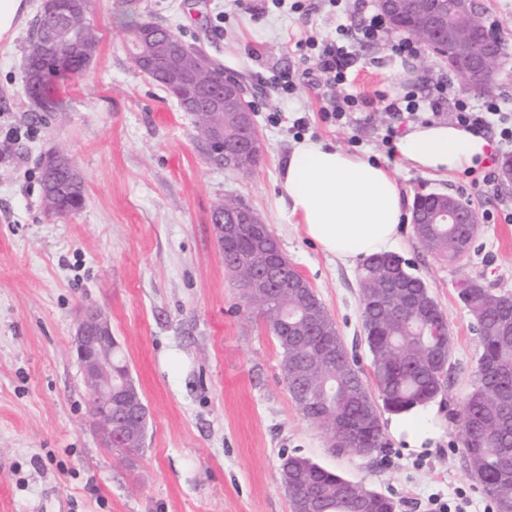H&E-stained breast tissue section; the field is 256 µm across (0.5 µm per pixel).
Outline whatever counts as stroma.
I'll use <instances>...</instances> for the list:
<instances>
[{"mask_svg":"<svg viewBox=\"0 0 512 512\" xmlns=\"http://www.w3.org/2000/svg\"><path fill=\"white\" fill-rule=\"evenodd\" d=\"M260 18L236 0H142L145 17L201 46L249 89L264 144L247 173L210 165L189 113L131 62L119 0H93L98 36L87 70L67 81L66 115L36 111L23 91V60L41 0H21L11 34L0 37V512H290L278 479L283 455L311 458L352 482L428 512L432 495L464 493L469 512H495L471 480L459 414L471 389L479 339L456 288L470 277L512 295V183L473 188L465 174L429 175L382 143L385 112L329 125L327 88L296 44L314 37L348 45L356 62L347 92L377 99L407 85L429 93L448 84L441 106L496 99L512 114V63L488 91L428 48L414 81L389 68L397 33L365 40L358 0H301ZM300 78L287 94L265 83L272 72ZM280 115L278 123L267 120ZM304 119V133L293 123ZM322 140L387 166L411 212L416 194L437 191L469 202L478 234L451 262L425 251L403 223L392 254L428 285L452 337L449 381L423 422L442 435L414 452L384 432L373 456L334 452L320 427L296 409L281 353L257 312L245 307L224 267L212 226L225 195L241 197L267 224L290 263L311 284L361 368H368L359 305L360 265L326 257L281 202L283 165L301 138ZM64 150L86 185L84 207L65 217L43 205L40 159ZM99 307L148 407L145 447L134 460L102 447L87 413L71 345L83 307Z\"/></svg>","mask_w":512,"mask_h":512,"instance_id":"stroma-1","label":"stroma"}]
</instances>
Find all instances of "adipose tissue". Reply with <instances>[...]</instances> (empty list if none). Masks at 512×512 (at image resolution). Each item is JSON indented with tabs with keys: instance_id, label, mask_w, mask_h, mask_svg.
I'll return each mask as SVG.
<instances>
[{
	"instance_id": "ef3b65f1",
	"label": "adipose tissue",
	"mask_w": 512,
	"mask_h": 512,
	"mask_svg": "<svg viewBox=\"0 0 512 512\" xmlns=\"http://www.w3.org/2000/svg\"><path fill=\"white\" fill-rule=\"evenodd\" d=\"M401 157L428 174H451L487 164L492 144L485 134L458 123H416L395 144ZM290 213L326 256L356 262L389 249L396 240L402 195L391 172L380 164L310 138L299 142L283 169ZM435 403L391 418L389 430L414 451L435 439L420 413Z\"/></svg>"
}]
</instances>
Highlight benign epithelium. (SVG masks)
<instances>
[{"instance_id": "7a95c632", "label": "benign epithelium", "mask_w": 512, "mask_h": 512, "mask_svg": "<svg viewBox=\"0 0 512 512\" xmlns=\"http://www.w3.org/2000/svg\"><path fill=\"white\" fill-rule=\"evenodd\" d=\"M81 0H45L42 14L47 18L42 25L40 41L33 50L31 64L39 67L42 83L48 84L62 75L77 76L85 69L86 62L81 46L86 35L93 31L87 15L81 11ZM378 7L385 15L388 28L401 32L396 16L411 13L445 45L442 57L448 66L463 75L469 85L478 90L494 86L500 69L503 44L494 36H489L484 47L476 46L466 22L480 10L479 0H453L452 11L458 22L445 25L435 11L430 0H377ZM184 49L183 44H171L154 55L135 54L136 65L154 72L164 82L176 90V97L183 109L188 112L207 110L223 112L235 111L239 126L255 130L252 106L246 99V90L240 79L231 72L217 70L214 82L200 84L192 76V71L177 64ZM210 157L213 164L231 168L224 152V125L214 128L210 135ZM61 152L54 150L44 159L42 166L43 188L61 196L74 190L73 174L64 172L60 161ZM448 224L472 223V207L462 199L447 195V207L440 214ZM218 224L214 225L216 238L222 240L235 234L241 225L226 222L224 213L216 214ZM291 263L283 260L277 244L270 243V261L263 273V284L252 296L245 297L251 302L267 296L270 283L288 271ZM119 343L112 336V327L104 313L97 307L86 308L77 325L72 349L80 366L86 394L92 400L95 413L93 423L101 444L105 448L120 452L125 456H135L129 449L130 443L141 448L144 444L148 409L140 397L132 377L115 382L112 365V352ZM125 401L128 413L120 420L112 419V402Z\"/></svg>"}]
</instances>
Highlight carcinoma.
Instances as JSON below:
<instances>
[{
	"instance_id": "cac0c4a2",
	"label": "carcinoma",
	"mask_w": 512,
	"mask_h": 512,
	"mask_svg": "<svg viewBox=\"0 0 512 512\" xmlns=\"http://www.w3.org/2000/svg\"><path fill=\"white\" fill-rule=\"evenodd\" d=\"M402 29L419 41L427 33L411 15L400 18ZM70 77L45 88L34 99L41 112L63 115L61 94ZM195 137L202 149L207 127L230 115L191 113ZM475 224H442L434 220L414 225L419 244L428 252L458 261L468 254L476 238ZM226 260L238 267L233 272L241 292L249 291L250 274L262 272L258 244L244 240L224 247ZM294 269L277 281L270 299L254 306L282 353V372L288 391L302 416L321 427L338 450L367 456L383 448L381 410L401 413L432 401L445 378L426 374L422 364L449 371L451 336L427 284L407 268H398L397 256L376 254L366 258L360 277L362 325L370 355L373 384L350 360L336 324L309 284L305 294L297 288ZM458 296L467 307L479 337L472 388L461 412L464 458L472 480L488 496L496 512H512V296L485 287L472 278L461 279ZM319 318L325 333L313 345L298 350L279 335L286 319L301 326ZM280 482H288L291 512H303L311 493L320 497L321 512H355L369 499L374 512H397L391 497L351 482L320 467L312 460L288 455L279 468Z\"/></svg>"
}]
</instances>
